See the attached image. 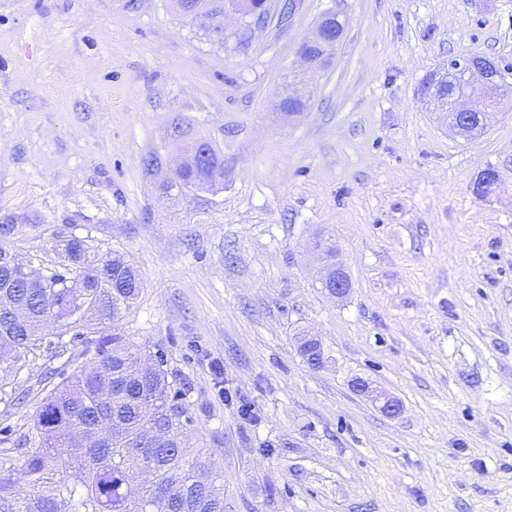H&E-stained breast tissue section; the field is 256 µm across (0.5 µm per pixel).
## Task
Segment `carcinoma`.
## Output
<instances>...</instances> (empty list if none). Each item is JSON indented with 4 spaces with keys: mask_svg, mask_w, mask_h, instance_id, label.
Listing matches in <instances>:
<instances>
[{
    "mask_svg": "<svg viewBox=\"0 0 512 512\" xmlns=\"http://www.w3.org/2000/svg\"><path fill=\"white\" fill-rule=\"evenodd\" d=\"M245 17L262 22L264 0H230ZM478 94L481 112H493L501 93ZM308 99L283 100L280 109L299 116ZM209 157L185 152L168 188L185 191L224 188V160L206 141ZM62 255L71 261L100 259L89 272L76 267L64 287L10 289L11 302L26 310L28 323L10 321L0 300V381L37 350L67 351L81 333L99 335L93 357L48 389L21 448H0V512H226L224 473L213 452L199 445L191 426L189 383L167 369L119 328L122 313L139 297L143 282L119 254H100L79 237L66 239ZM52 317L60 336H37L30 327Z\"/></svg>",
    "mask_w": 512,
    "mask_h": 512,
    "instance_id": "1",
    "label": "carcinoma"
}]
</instances>
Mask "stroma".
I'll list each match as a JSON object with an SVG mask.
<instances>
[{
	"label": "stroma",
	"mask_w": 512,
	"mask_h": 512,
	"mask_svg": "<svg viewBox=\"0 0 512 512\" xmlns=\"http://www.w3.org/2000/svg\"><path fill=\"white\" fill-rule=\"evenodd\" d=\"M269 5L217 34L171 0H0V248L40 268L79 237L132 263L122 326L190 383L228 512H512V91L472 141L421 96L452 57L512 67V0ZM332 10L335 58L305 71ZM291 93L311 96L295 118ZM177 127L218 148L222 190L164 193ZM320 242L345 299L321 288ZM96 340L11 377L5 447ZM323 20L325 21L317 25L314 33H312V35L306 39L298 49V55L307 64L309 63L307 62V58L304 54V48L306 46H309L314 42H320L323 47L331 48L335 45L336 40L338 39L337 28L332 27L329 20L326 18ZM298 350L304 361L313 368H321L325 365L323 349L320 341L315 336H300ZM352 387L358 394L368 397L377 409L387 417H393L400 412L399 401L384 390L373 387L371 382L357 378L353 381Z\"/></svg>",
	"instance_id": "1"
}]
</instances>
